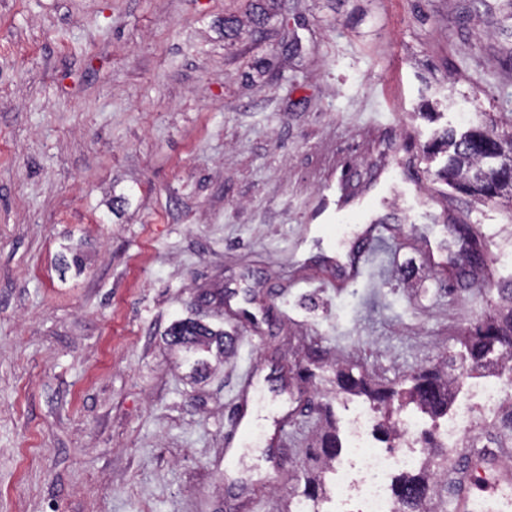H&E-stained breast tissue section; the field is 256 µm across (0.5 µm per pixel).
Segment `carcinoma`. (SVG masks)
I'll return each instance as SVG.
<instances>
[{
  "instance_id": "cac0c4a2",
  "label": "carcinoma",
  "mask_w": 512,
  "mask_h": 512,
  "mask_svg": "<svg viewBox=\"0 0 512 512\" xmlns=\"http://www.w3.org/2000/svg\"><path fill=\"white\" fill-rule=\"evenodd\" d=\"M426 150L430 160L441 154L446 156L436 176L453 189L483 203L506 194L512 195V129L477 126L459 134L452 128H445L426 146ZM498 294L502 305L497 313L476 321L460 336L465 358L476 368L499 366L502 358H512V281L499 287ZM166 336L168 344L174 348L214 351L220 357L232 351L234 344L230 333L193 317L173 322ZM455 371V359L448 358L439 366L421 368L403 381L388 386L372 383L361 374L355 376L346 369L338 368L336 388L339 392L366 397L375 410L384 413L388 425H382L380 429L389 440L395 432V419L406 405L413 404L431 416L448 413ZM492 429L498 447L512 445V396L493 420ZM420 440L431 449V461H441V469L433 472L426 467L399 481L395 492L399 512H419L422 502L430 497L434 479L445 475L447 469L448 449L440 447L429 431L423 432ZM342 449L338 424L334 421L319 435L317 444L312 447L311 458L327 467L342 453ZM322 493L323 476H307L304 494L316 504Z\"/></svg>"
}]
</instances>
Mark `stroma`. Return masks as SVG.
<instances>
[{"instance_id":"35a3bbf8","label":"stroma","mask_w":512,"mask_h":512,"mask_svg":"<svg viewBox=\"0 0 512 512\" xmlns=\"http://www.w3.org/2000/svg\"><path fill=\"white\" fill-rule=\"evenodd\" d=\"M490 120L512 0H0V512H293L322 406L360 403L335 363L437 365L512 280V206L423 157ZM342 214L397 227L357 286L319 229ZM187 316L236 337L196 380L164 336Z\"/></svg>"}]
</instances>
